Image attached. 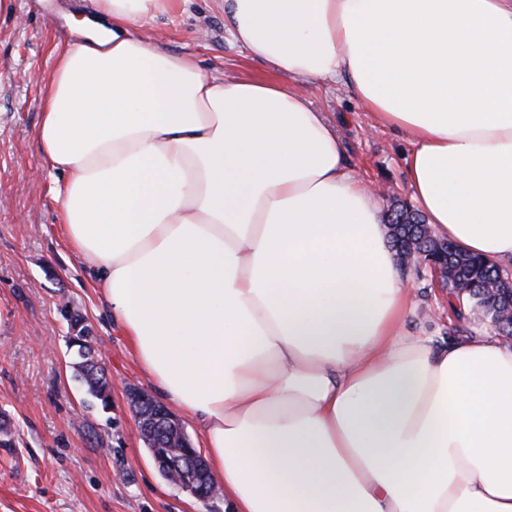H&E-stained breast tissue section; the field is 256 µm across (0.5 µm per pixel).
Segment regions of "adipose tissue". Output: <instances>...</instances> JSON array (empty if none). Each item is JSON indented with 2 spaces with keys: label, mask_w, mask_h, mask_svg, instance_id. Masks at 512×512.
Here are the masks:
<instances>
[{
  "label": "adipose tissue",
  "mask_w": 512,
  "mask_h": 512,
  "mask_svg": "<svg viewBox=\"0 0 512 512\" xmlns=\"http://www.w3.org/2000/svg\"><path fill=\"white\" fill-rule=\"evenodd\" d=\"M269 80H218L93 0L45 82L69 247L232 512H512V344H434L378 198L302 92L406 134L435 237L512 263V0H222Z\"/></svg>",
  "instance_id": "ef3b65f1"
}]
</instances>
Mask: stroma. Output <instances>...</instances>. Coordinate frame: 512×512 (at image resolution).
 Segmentation results:
<instances>
[{
    "label": "stroma",
    "mask_w": 512,
    "mask_h": 512,
    "mask_svg": "<svg viewBox=\"0 0 512 512\" xmlns=\"http://www.w3.org/2000/svg\"><path fill=\"white\" fill-rule=\"evenodd\" d=\"M91 0H8L0 10V420L12 445L0 447V512H225L168 482L134 430L130 393L152 392L125 336L80 258L60 231L53 188L61 175L40 152L37 133L45 80L65 34L63 12ZM140 35L194 56L219 78L267 80L271 72L226 33L220 0H182L143 24ZM336 129L348 167L383 189L381 202L411 203L399 131L375 127L346 79L306 86ZM415 301L408 329L436 343L490 331L475 315L457 319L447 291L412 265L399 271ZM83 317L111 385L109 409L91 402L76 376L79 361L62 306Z\"/></svg>",
    "instance_id": "stroma-1"
}]
</instances>
